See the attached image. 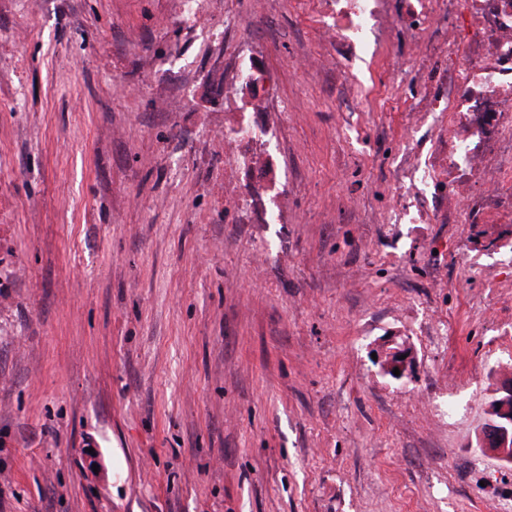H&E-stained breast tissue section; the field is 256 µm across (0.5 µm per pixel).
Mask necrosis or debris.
Wrapping results in <instances>:
<instances>
[{
    "label": "necrosis or debris",
    "mask_w": 512,
    "mask_h": 512,
    "mask_svg": "<svg viewBox=\"0 0 512 512\" xmlns=\"http://www.w3.org/2000/svg\"><path fill=\"white\" fill-rule=\"evenodd\" d=\"M313 32L293 66L326 79L341 126L357 131L363 112L401 113L400 133L381 161L387 204L342 202L368 224L512 223V0H300ZM387 61L391 86L360 99L355 66ZM225 91L249 104L224 130L226 156L239 162L224 199L242 223H281L291 196L270 192L269 154L280 140L273 114L287 111L274 93L259 46L232 41L224 53Z\"/></svg>",
    "instance_id": "necrosis-or-debris-1"
}]
</instances>
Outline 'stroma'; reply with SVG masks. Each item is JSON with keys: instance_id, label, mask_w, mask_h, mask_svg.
Wrapping results in <instances>:
<instances>
[{"instance_id": "obj_1", "label": "stroma", "mask_w": 512, "mask_h": 512, "mask_svg": "<svg viewBox=\"0 0 512 512\" xmlns=\"http://www.w3.org/2000/svg\"><path fill=\"white\" fill-rule=\"evenodd\" d=\"M224 2L0 0V512H512L476 448L512 235L344 217L381 173L269 0H236V35H277L293 205L237 223ZM394 341L414 378L374 360Z\"/></svg>"}]
</instances>
